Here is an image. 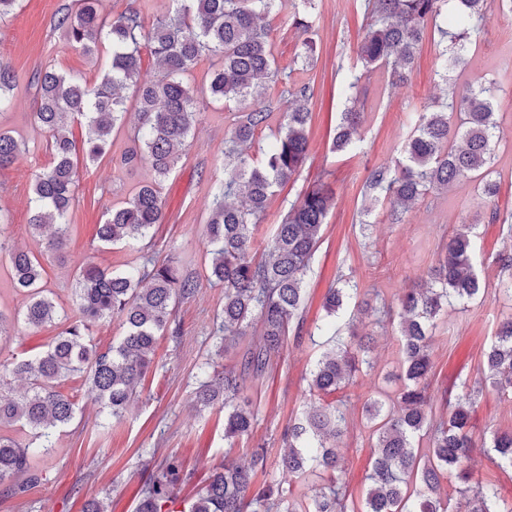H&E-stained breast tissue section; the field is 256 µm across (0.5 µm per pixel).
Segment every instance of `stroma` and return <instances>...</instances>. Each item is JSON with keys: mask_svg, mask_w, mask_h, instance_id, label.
Segmentation results:
<instances>
[{"mask_svg": "<svg viewBox=\"0 0 512 512\" xmlns=\"http://www.w3.org/2000/svg\"><path fill=\"white\" fill-rule=\"evenodd\" d=\"M77 6L78 0H20L13 14L0 23V62L10 65L18 76L14 105L0 115V127L14 131L26 143L13 163L0 167V213L7 219L0 225V238L34 253L43 250L44 239L29 226L32 175L47 167L52 155L46 133L29 120L37 99L32 77L49 66L93 83L103 70L101 62L69 47L57 27L62 8ZM292 12L287 4L273 13L271 40L279 68L290 72L292 82L308 84L314 91L310 149L301 170L269 200L254 231L253 255L262 256L277 224L298 197L317 184L331 186L335 206L305 276L300 334L288 335L279 356L256 378L241 365L250 337L226 343L216 331L224 290L207 279L211 256L205 224L213 188L224 179V140L241 112L226 109L204 91L213 60L202 57L189 80L201 88L204 110L181 161L163 185L164 221L154 226L148 251L162 259L177 257L197 282L196 292L176 306L181 332L159 336L156 364L122 419L106 418L101 406L88 399L83 378L59 380L57 389L75 402L76 417L59 429L52 452L39 459L44 482L20 497L0 495V512H81L91 498L107 500L112 512H133L144 481L170 454L181 457L195 473L191 483L176 488L183 506L200 488L209 466L228 454L246 460L253 448L265 447L268 472L281 478L282 435L289 420L310 407V373L324 349L318 331L326 318L322 304L328 288L341 276L356 284L359 299L380 298L391 308L383 323L364 315L355 321L358 333H370L376 339L374 367L363 370L353 385L336 393L348 406L347 431L340 447L343 475L353 489H361L375 443L363 406L380 392L395 391V377L402 372L399 315L393 310L396 299L403 288L435 265L449 237L462 224L474 227L477 269L489 294L453 303L437 321L429 378L433 413H448L465 387L481 382L484 354L500 321L512 315V299L496 292L504 274L495 261L500 251L512 247V15L499 11L498 0H487V23L460 79L464 85L492 80L497 86L499 127L489 164L500 187L495 204L484 203L476 180L463 178L448 189L426 194L401 221L392 224L385 217V202L365 213L364 184L371 169L399 156L418 115L436 110L443 101L446 84L437 74L439 39L433 35L423 39L407 84L391 85L382 70L364 82L357 103L363 114L357 146L338 153L332 141L347 106L346 83L360 67L363 17L359 3L319 0L312 29L317 58L308 67L295 62L303 35L293 25ZM135 122V115H128L124 127L113 134L107 155L82 170L69 214L66 248L44 263L43 283L67 316L75 314L77 263L88 259L104 269L125 270L141 261L139 248L106 245L95 236L98 224L112 208L152 178L148 166L120 164L122 154L134 145ZM494 209L500 218L492 222L488 216ZM24 304L23 296L13 288L8 264H0V309L15 318L10 337L0 339V362L40 351L64 328L60 321L38 330L29 328L21 317ZM205 366L240 376L242 394L257 413L252 432L243 440L233 444L225 440L224 413L219 408L196 407L193 393ZM511 427L512 396L483 385L473 414L474 438Z\"/></svg>", "mask_w": 512, "mask_h": 512, "instance_id": "obj_1", "label": "stroma"}]
</instances>
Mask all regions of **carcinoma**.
<instances>
[{
	"label": "carcinoma",
	"mask_w": 512,
	"mask_h": 512,
	"mask_svg": "<svg viewBox=\"0 0 512 512\" xmlns=\"http://www.w3.org/2000/svg\"><path fill=\"white\" fill-rule=\"evenodd\" d=\"M76 11L66 10L57 26L71 48L88 57L105 51L109 65L100 82L45 68L35 76L37 102L31 124L51 136L52 162L33 182L29 225L35 234L53 227L45 251L35 255L8 254L15 290L25 296L23 320L32 328L51 323L57 305L42 285V259L59 252L67 234L68 215L77 181V143L86 160L108 151L112 132L123 125L128 96L134 94L139 124L135 146L122 163H145L153 173L122 206L98 225L105 244L131 245L144 240L164 220L162 184L175 169L190 137L200 106L189 82L197 61L216 57L205 77L211 96L247 108L224 146L227 177L213 193L205 235L210 246L209 278L224 286V309L218 331L224 338L257 337L245 355L244 368L259 377L279 354L290 326L301 332L304 278L321 238L322 225L333 201L332 191L319 184L293 202L266 246V257H251L253 229L259 223L277 186L296 174L308 149L311 88L282 78L269 37L270 17L278 0H172L175 11L147 27L139 11L127 9L109 17L100 0H80ZM368 19L358 54L361 70L351 74L347 100L356 102L362 79L385 68L392 85L407 82L415 50L433 29L448 41L440 58L442 78L448 81L442 108L418 115L401 148V158L382 165L366 180L364 194L386 200V216L396 222L416 201L432 190H446L457 180L476 175L481 193L494 198L498 185L489 178L498 122L495 87L470 86L461 95L448 72L458 75L468 65L467 46L487 21L486 0H361ZM293 25L306 34L313 26L317 0H295ZM149 47L153 74L142 70L141 46ZM316 42L306 36L297 53L304 65L316 58ZM284 84L281 102L285 116L261 157L249 154L255 131L264 126L270 104L262 100L268 83ZM18 78L0 63V111L11 108ZM360 113L341 114L332 150L355 148ZM81 124L76 138L74 124ZM25 142L0 128V167L12 163ZM430 285L408 288L398 298L399 353L402 383L395 396L373 399L365 413L373 424L376 452L366 476L362 505H357L342 475L337 443L346 431L344 404L318 403L288 423L287 451L279 465L289 478L307 479L316 469L326 483L306 499L293 496L282 481L259 479L265 474L266 450L257 448L247 464L224 458L213 467L189 505V512H449L448 483L464 512H512L494 484L472 481L469 466L475 442L471 429L470 393L463 394L448 415H432L428 377L432 369L431 335L436 321L452 300L469 301L487 294L481 287L468 233L448 238L444 255L428 272ZM194 277L172 259L149 256L122 271H106L86 262L77 268V316L40 352L0 363V428L18 426L32 435L23 442L0 432V494L17 497L43 480L34 465L37 457L55 447L56 430L68 425L76 404L56 390L68 376L84 378L87 392L110 416L128 410L140 380L154 363L157 336L175 323L176 302L195 293ZM357 285L344 282L325 295L330 320L318 330L328 336L309 383L312 394L326 396L355 382L371 366L370 340H346L336 329V314L352 299ZM122 320L124 334L105 351L98 349L89 322ZM484 381L502 392L512 391V318L500 323L486 353ZM27 383L18 396H5L7 378ZM241 382L232 371L200 382L196 403L224 407V439L250 433L255 411L240 396ZM427 437L428 446L416 447ZM490 448L500 464L512 469V429L491 433ZM176 456L165 458L138 492L134 512H173L176 486L189 481Z\"/></svg>",
	"instance_id": "1"
}]
</instances>
